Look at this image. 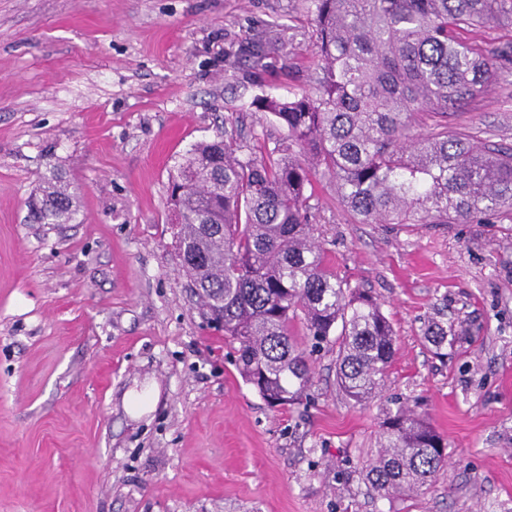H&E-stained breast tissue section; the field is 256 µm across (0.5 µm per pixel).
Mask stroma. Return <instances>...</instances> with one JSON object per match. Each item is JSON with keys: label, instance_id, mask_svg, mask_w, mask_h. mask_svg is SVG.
<instances>
[{"label": "stroma", "instance_id": "obj_1", "mask_svg": "<svg viewBox=\"0 0 512 512\" xmlns=\"http://www.w3.org/2000/svg\"><path fill=\"white\" fill-rule=\"evenodd\" d=\"M306 0H0V512H512V217L361 224L328 179L310 222L338 277L396 331L380 394L311 360L270 408L210 325L177 255L168 186L223 134L263 156L284 131L256 96L314 92ZM271 49L268 68L228 52ZM512 147V77L448 118ZM69 224H35L51 171ZM448 318V354L422 340ZM448 440L436 483L391 499L362 466L392 398Z\"/></svg>", "mask_w": 512, "mask_h": 512}]
</instances>
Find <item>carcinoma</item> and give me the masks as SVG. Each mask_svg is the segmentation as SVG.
Listing matches in <instances>:
<instances>
[{"label":"carcinoma","mask_w":512,"mask_h":512,"mask_svg":"<svg viewBox=\"0 0 512 512\" xmlns=\"http://www.w3.org/2000/svg\"><path fill=\"white\" fill-rule=\"evenodd\" d=\"M319 78L313 93L252 101L286 131L262 159L221 134L177 165L170 204L176 249L202 306L237 344L243 380L270 407L296 405L311 383L309 351L336 348V381L364 405L379 393L395 332L380 304L336 276L309 224L317 178L335 183L361 224H471L512 212V149L437 131L412 137V114L445 117L512 67V51L461 40L463 28H512V0H310ZM38 224H66L77 198L52 175L28 202ZM305 328L298 341L293 322ZM423 341L443 358L448 323ZM381 422L365 480L382 497L432 485L446 439L404 402Z\"/></svg>","instance_id":"cac0c4a2"}]
</instances>
